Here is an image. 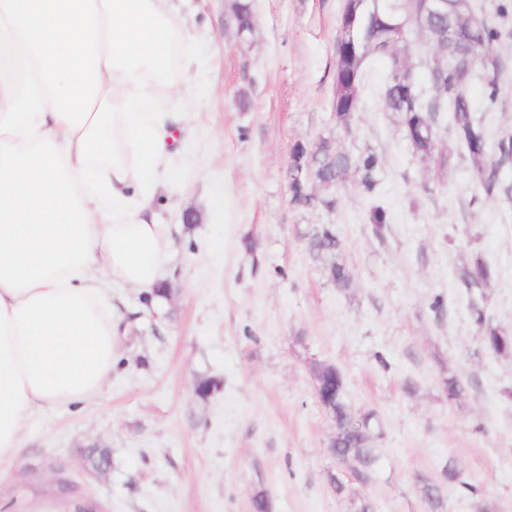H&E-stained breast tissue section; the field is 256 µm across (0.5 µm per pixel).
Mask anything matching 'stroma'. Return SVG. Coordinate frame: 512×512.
<instances>
[{"label":"stroma","mask_w":512,"mask_h":512,"mask_svg":"<svg viewBox=\"0 0 512 512\" xmlns=\"http://www.w3.org/2000/svg\"><path fill=\"white\" fill-rule=\"evenodd\" d=\"M233 0H203L185 16L197 58V117L172 142L180 178L156 200L173 242L163 298L123 286L113 307L124 334L112 376L94 398L32 417L23 452L0 466V512H429L422 481L454 461L470 494L446 487L444 512H512V355L486 349L458 280L476 259L496 277L482 304L512 332V202L488 198L448 128L438 166L412 148L381 97L383 61H371L350 130L334 117L333 75L343 0H252L240 42ZM506 59L491 136L512 128V13L496 17ZM330 139L381 162L374 195L355 172L317 200L293 206L296 145ZM337 199L335 210L323 198ZM387 224H370V200ZM333 225L351 287L313 260L307 240ZM345 380L347 400L373 414L382 461L367 483L337 466L334 424L315 397L314 368ZM458 377L464 395L448 400ZM204 378L220 388L200 399ZM110 449L106 472L90 449ZM341 473L348 492L329 479Z\"/></svg>","instance_id":"obj_1"}]
</instances>
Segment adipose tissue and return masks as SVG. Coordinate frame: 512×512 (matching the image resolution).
<instances>
[{"label": "adipose tissue", "instance_id": "ef3b65f1", "mask_svg": "<svg viewBox=\"0 0 512 512\" xmlns=\"http://www.w3.org/2000/svg\"><path fill=\"white\" fill-rule=\"evenodd\" d=\"M180 13L181 0H0V465L30 418L111 376L113 285L162 278L171 240L153 201L195 111L192 58L168 67L190 38Z\"/></svg>", "mask_w": 512, "mask_h": 512}]
</instances>
